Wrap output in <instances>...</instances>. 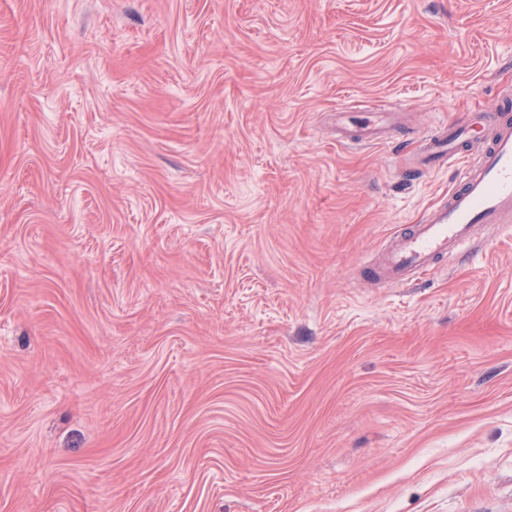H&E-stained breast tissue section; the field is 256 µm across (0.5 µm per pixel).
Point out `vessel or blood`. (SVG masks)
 Segmentation results:
<instances>
[{
    "instance_id": "obj_1",
    "label": "vessel or blood",
    "mask_w": 512,
    "mask_h": 512,
    "mask_svg": "<svg viewBox=\"0 0 512 512\" xmlns=\"http://www.w3.org/2000/svg\"><path fill=\"white\" fill-rule=\"evenodd\" d=\"M339 127L344 144L381 143L394 134L381 113L356 109L341 112ZM473 146L479 157L470 165L466 152ZM419 164L455 169L458 186L401 234L378 265L367 268L371 280L408 284L436 270L441 257L461 254L472 244L476 225L512 223V113L507 108L439 124L422 140Z\"/></svg>"
}]
</instances>
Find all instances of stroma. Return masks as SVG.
Returning <instances> with one entry per match:
<instances>
[{"instance_id": "35a3bbf8", "label": "stroma", "mask_w": 512, "mask_h": 512, "mask_svg": "<svg viewBox=\"0 0 512 512\" xmlns=\"http://www.w3.org/2000/svg\"><path fill=\"white\" fill-rule=\"evenodd\" d=\"M505 93L512 0H0V512H512V229L364 275ZM346 110L337 113L341 119L338 141L343 144L382 143L396 131L382 120V112Z\"/></svg>"}]
</instances>
